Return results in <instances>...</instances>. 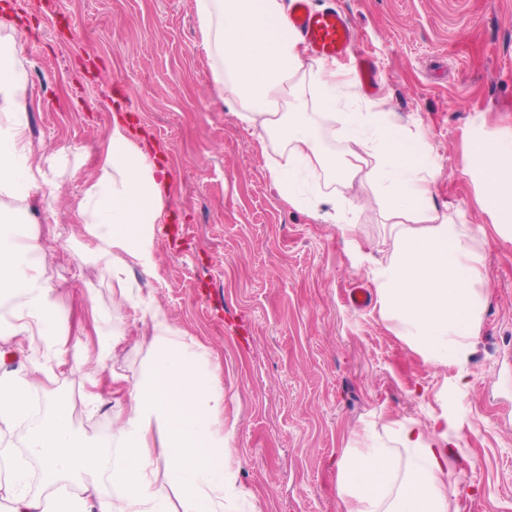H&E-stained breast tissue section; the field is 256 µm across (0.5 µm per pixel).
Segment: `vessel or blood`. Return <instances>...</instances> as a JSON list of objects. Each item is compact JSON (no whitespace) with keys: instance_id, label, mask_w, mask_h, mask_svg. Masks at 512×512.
I'll use <instances>...</instances> for the list:
<instances>
[{"instance_id":"b4317fda","label":"vessel or blood","mask_w":512,"mask_h":512,"mask_svg":"<svg viewBox=\"0 0 512 512\" xmlns=\"http://www.w3.org/2000/svg\"><path fill=\"white\" fill-rule=\"evenodd\" d=\"M290 22L295 35L317 59H343L354 50L356 30L349 18L336 8H316L310 0H293Z\"/></svg>"}]
</instances>
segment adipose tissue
<instances>
[{"label":"adipose tissue","mask_w":512,"mask_h":512,"mask_svg":"<svg viewBox=\"0 0 512 512\" xmlns=\"http://www.w3.org/2000/svg\"><path fill=\"white\" fill-rule=\"evenodd\" d=\"M203 47L211 61L212 90L232 98L236 117L251 128L261 153L277 147L268 171L283 202L336 225L351 256L368 260L380 315L395 336L426 362L464 367L480 331L486 302L485 256L460 211L437 204L433 188L442 170L415 160L431 154L422 130L400 135L388 112L334 113L336 102L357 97L345 72L306 62L290 31L281 0H194ZM28 83L23 42L0 39V197L26 200L31 190L57 197L43 157L27 137ZM324 117L310 112V100ZM334 127L341 153L328 151L322 127ZM473 166L484 176L483 209L499 214L495 230L512 232V149L490 138L474 141ZM161 171L122 123H112L95 177L78 202L85 233L95 246L92 263L111 275L119 300L132 298L130 265H154L155 227L164 219ZM362 183L381 205L384 255L368 259L355 199L323 192V180ZM42 247L34 236L13 238L0 229V300L9 322L1 345L39 340L49 357L42 388L66 363L64 319L40 271ZM152 331L154 355L137 380L113 374L125 409L112 420L121 455L108 462L98 444L76 435L65 401L31 433L27 448L39 464V493L27 490L24 463L0 485L10 512H169L157 488L158 472L179 488L182 512H234L246 492L226 461L233 452L225 433L224 387L203 344L175 327L167 310L148 301L142 314ZM30 379L0 375V429L27 411ZM111 468L120 496L99 491ZM74 484L82 495L71 496ZM459 485L448 482V417L369 421L337 464L336 495L343 512H449Z\"/></svg>","instance_id":"adipose-tissue-1"}]
</instances>
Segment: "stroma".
<instances>
[{"instance_id":"obj_1","label":"stroma","mask_w":512,"mask_h":512,"mask_svg":"<svg viewBox=\"0 0 512 512\" xmlns=\"http://www.w3.org/2000/svg\"><path fill=\"white\" fill-rule=\"evenodd\" d=\"M313 4L340 8L359 30L357 53L378 76L361 106L421 124L442 167L436 202L489 230L487 303L465 367L424 362L378 307L349 306V290L369 284L363 267L335 225L281 200L254 136L211 95L193 0H61L54 19L40 0H20L29 135L61 193L49 202L32 191L29 221L15 230L39 238L69 340L103 355L97 386L66 369L55 394L35 383L30 397L45 418L62 396L74 430L119 456L112 373L141 375L150 330L130 303L113 304L111 276L86 262L94 242L73 208L118 115L170 176L155 266H133L129 278L220 366L235 448L228 464L248 493L239 512H342L337 462L380 413L447 414L448 480L462 487L450 512H512V235L491 232L498 218L478 206L469 161L472 140L512 143V0ZM64 146L61 166L51 156ZM343 194L359 200L363 235L377 243L382 217L370 189L357 182Z\"/></svg>"}]
</instances>
